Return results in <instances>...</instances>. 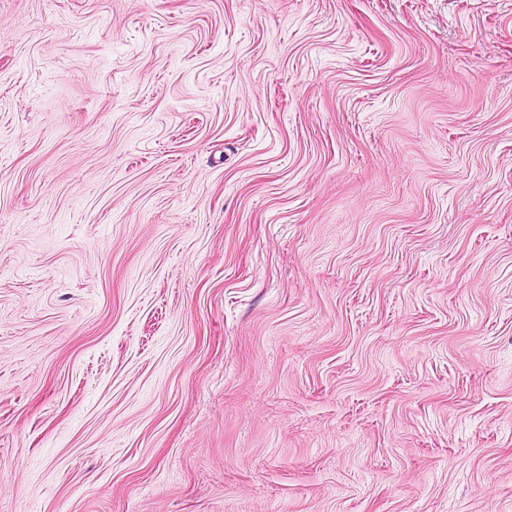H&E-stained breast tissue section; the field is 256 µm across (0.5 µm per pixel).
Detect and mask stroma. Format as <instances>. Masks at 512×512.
<instances>
[{
  "label": "stroma",
  "mask_w": 512,
  "mask_h": 512,
  "mask_svg": "<svg viewBox=\"0 0 512 512\" xmlns=\"http://www.w3.org/2000/svg\"><path fill=\"white\" fill-rule=\"evenodd\" d=\"M0 512H512V0H0Z\"/></svg>",
  "instance_id": "1"
}]
</instances>
